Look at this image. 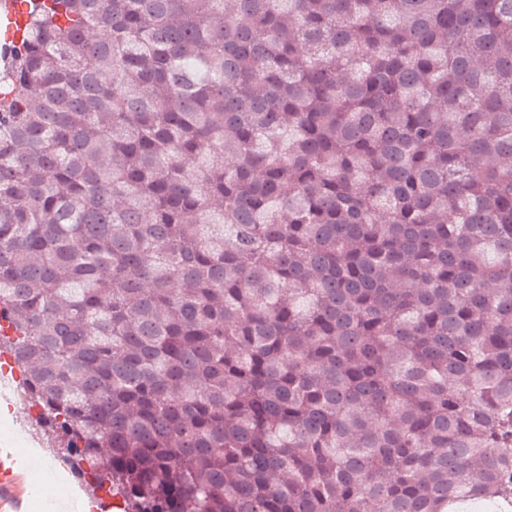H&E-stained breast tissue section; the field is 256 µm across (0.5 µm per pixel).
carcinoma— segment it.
Listing matches in <instances>:
<instances>
[{
	"label": "carcinoma",
	"mask_w": 512,
	"mask_h": 512,
	"mask_svg": "<svg viewBox=\"0 0 512 512\" xmlns=\"http://www.w3.org/2000/svg\"><path fill=\"white\" fill-rule=\"evenodd\" d=\"M0 71V355L119 512H512V0H44Z\"/></svg>",
	"instance_id": "cac0c4a2"
}]
</instances>
